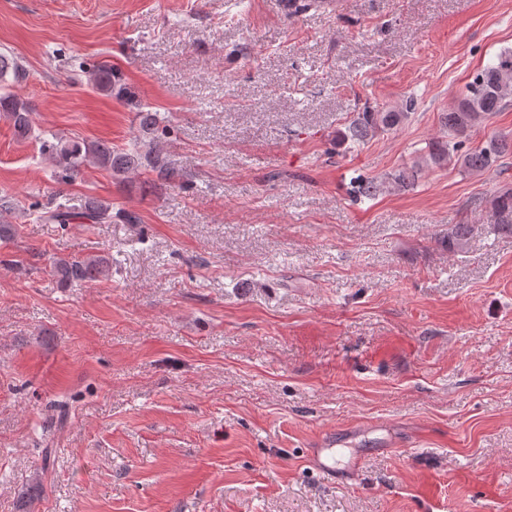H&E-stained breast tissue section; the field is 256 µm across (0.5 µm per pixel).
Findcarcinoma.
Wrapping results in <instances>:
<instances>
[{"label":"carcinoma","instance_id":"obj_1","mask_svg":"<svg viewBox=\"0 0 512 512\" xmlns=\"http://www.w3.org/2000/svg\"><path fill=\"white\" fill-rule=\"evenodd\" d=\"M86 82L98 93L110 96L128 94L127 88L118 86V79L112 69L106 66L83 70ZM25 69L18 60L0 53V113L13 124L17 136L25 137L31 131V112L27 104L11 90V86L22 81ZM512 102V50L500 52L495 60L484 66L467 83L466 93L449 111L441 113L442 129L457 141L436 139L428 145L427 160L441 165L457 158L461 167L471 172H484L500 166L502 159L512 154V140L492 136L482 146L459 152L462 145L460 137L477 126L492 114L503 111ZM407 117L405 112H380L365 110L356 113L350 120L347 131L338 136L341 142L363 143L384 130L399 126ZM42 151L53 164L62 181L79 174L81 168L94 165L104 168L116 177L124 176L142 167H149L162 180L170 178L171 173L156 147L143 153L138 149L124 152L112 150L107 141L58 138L54 142L45 141ZM418 170L414 167H402L390 174L388 183L398 189L412 186L417 179ZM491 221L494 230L500 235L512 236V188L506 187L493 195L489 201ZM43 219L54 224H70L76 219H84L93 224L112 223V203L91 199L82 210L60 205L45 213ZM471 234L469 224H450L448 231L440 236L441 243L448 253L456 254L464 250ZM53 273L65 285H81L96 282L109 276L112 261L104 254L84 258H58L52 267Z\"/></svg>","mask_w":512,"mask_h":512}]
</instances>
